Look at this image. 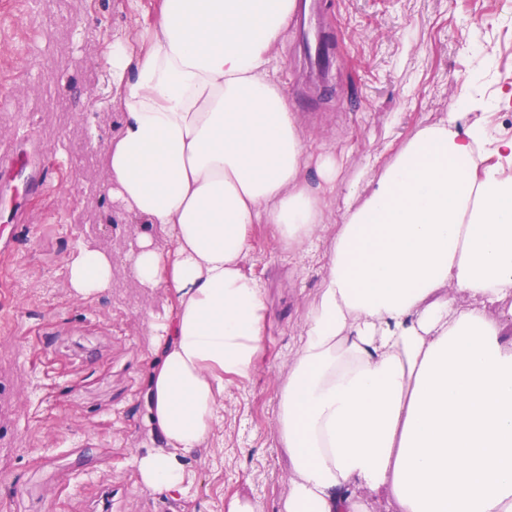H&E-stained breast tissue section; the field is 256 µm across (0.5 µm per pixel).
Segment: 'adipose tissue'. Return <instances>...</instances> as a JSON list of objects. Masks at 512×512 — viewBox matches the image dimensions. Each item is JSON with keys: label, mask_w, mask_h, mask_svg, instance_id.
<instances>
[{"label": "adipose tissue", "mask_w": 512, "mask_h": 512, "mask_svg": "<svg viewBox=\"0 0 512 512\" xmlns=\"http://www.w3.org/2000/svg\"><path fill=\"white\" fill-rule=\"evenodd\" d=\"M297 0H161L140 45L104 50L122 121L108 197L145 226L141 287L172 304L144 380L160 441L143 489L186 495L234 379L263 349L265 290L243 266L254 225L283 249L319 238L323 160L310 189L303 128L271 75ZM326 274L278 395L283 512H512V137L485 125L415 132L325 243ZM74 295L112 287V257L77 244ZM472 299L463 307L458 293Z\"/></svg>", "instance_id": "ef3b65f1"}]
</instances>
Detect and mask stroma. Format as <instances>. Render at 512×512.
I'll use <instances>...</instances> for the list:
<instances>
[{
  "mask_svg": "<svg viewBox=\"0 0 512 512\" xmlns=\"http://www.w3.org/2000/svg\"><path fill=\"white\" fill-rule=\"evenodd\" d=\"M336 54L323 77L305 66L300 19L275 47L272 74L306 132L309 160H336L326 235L419 128L453 118L462 89L476 114L512 137V0H317ZM160 0H0V144L24 164L0 170V512H227L233 499L282 512L288 457L275 431L277 394L325 273L324 248L274 247L256 225L246 273L266 288L257 371L233 382L208 447L187 459V495L143 490L133 458L158 447L146 422L150 319L165 295L141 287L126 256L142 222L106 194L104 147L121 110L104 101L102 54L138 35ZM42 197L26 195L31 179ZM112 256V287L74 297L65 257L78 240Z\"/></svg>",
  "mask_w": 512,
  "mask_h": 512,
  "instance_id": "1",
  "label": "stroma"
}]
</instances>
